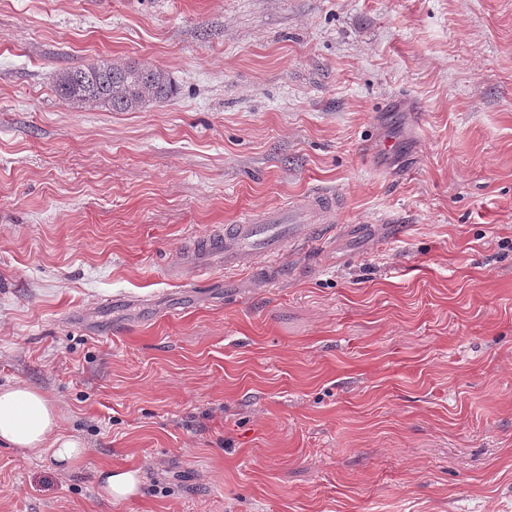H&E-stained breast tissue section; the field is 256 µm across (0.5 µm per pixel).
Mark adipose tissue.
Returning <instances> with one entry per match:
<instances>
[{"instance_id":"adipose-tissue-1","label":"adipose tissue","mask_w":512,"mask_h":512,"mask_svg":"<svg viewBox=\"0 0 512 512\" xmlns=\"http://www.w3.org/2000/svg\"><path fill=\"white\" fill-rule=\"evenodd\" d=\"M60 422L58 405L41 390L23 382L0 387V444L74 466L86 449L80 439L62 430Z\"/></svg>"}]
</instances>
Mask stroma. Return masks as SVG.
<instances>
[{"instance_id":"obj_1","label":"stroma","mask_w":512,"mask_h":512,"mask_svg":"<svg viewBox=\"0 0 512 512\" xmlns=\"http://www.w3.org/2000/svg\"><path fill=\"white\" fill-rule=\"evenodd\" d=\"M100 59L176 91L71 108ZM320 187L361 233L170 272ZM16 382L88 451L0 447V512H512V0H0ZM140 475L138 470L113 472L112 467H104L98 473L100 490L109 500H126L138 492Z\"/></svg>"}]
</instances>
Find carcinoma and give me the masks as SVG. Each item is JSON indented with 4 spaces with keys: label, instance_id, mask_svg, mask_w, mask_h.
Returning <instances> with one entry per match:
<instances>
[{
    "label": "carcinoma",
    "instance_id": "carcinoma-1",
    "mask_svg": "<svg viewBox=\"0 0 512 512\" xmlns=\"http://www.w3.org/2000/svg\"><path fill=\"white\" fill-rule=\"evenodd\" d=\"M56 93L79 108L99 105L114 112H137L172 94L169 74L146 61L87 64L56 74Z\"/></svg>",
    "mask_w": 512,
    "mask_h": 512
}]
</instances>
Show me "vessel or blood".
Returning a JSON list of instances; mask_svg holds the SVG:
<instances>
[{"label": "vessel or blood", "instance_id": "obj_1", "mask_svg": "<svg viewBox=\"0 0 512 512\" xmlns=\"http://www.w3.org/2000/svg\"><path fill=\"white\" fill-rule=\"evenodd\" d=\"M341 197L335 190L320 188L284 211H272L211 231L201 237L197 251L223 256L225 270L238 268L255 256L263 260L268 275L279 276V258L285 249L307 250L315 240H328L342 230L336 222Z\"/></svg>", "mask_w": 512, "mask_h": 512}]
</instances>
